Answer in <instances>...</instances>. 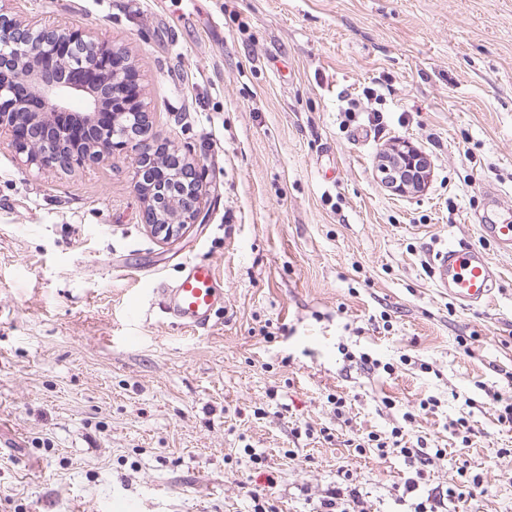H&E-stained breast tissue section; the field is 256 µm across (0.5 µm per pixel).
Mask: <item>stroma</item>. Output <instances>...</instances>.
<instances>
[{
  "label": "stroma",
  "instance_id": "obj_1",
  "mask_svg": "<svg viewBox=\"0 0 512 512\" xmlns=\"http://www.w3.org/2000/svg\"><path fill=\"white\" fill-rule=\"evenodd\" d=\"M0 8L124 51L152 133L203 164L208 209L165 242L141 222L133 153L51 172L0 147V512H251L255 490L314 512L336 487L365 512L451 488L447 512H512V428L489 399L512 401V252L478 231L487 213L512 219V0ZM366 86L376 128L346 112ZM396 140L429 161L423 191L381 182ZM451 242L498 267L490 303L435 287ZM189 258L224 283L199 331L151 293ZM396 427L431 456L411 493L400 454L346 445Z\"/></svg>",
  "mask_w": 512,
  "mask_h": 512
}]
</instances>
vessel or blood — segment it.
Here are the masks:
<instances>
[{"instance_id": "1", "label": "vessel or blood", "mask_w": 512, "mask_h": 512, "mask_svg": "<svg viewBox=\"0 0 512 512\" xmlns=\"http://www.w3.org/2000/svg\"><path fill=\"white\" fill-rule=\"evenodd\" d=\"M481 235L490 237L505 251H512V222L493 221L480 225ZM436 287L464 308L488 303L498 287L500 273L489 255L471 244H451L433 260ZM153 292L159 308L183 328H207L216 306L224 299V284L209 264L185 262L174 285L157 284Z\"/></svg>"}]
</instances>
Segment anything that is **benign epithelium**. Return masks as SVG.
<instances>
[{
	"instance_id": "obj_1",
	"label": "benign epithelium",
	"mask_w": 512,
	"mask_h": 512,
	"mask_svg": "<svg viewBox=\"0 0 512 512\" xmlns=\"http://www.w3.org/2000/svg\"><path fill=\"white\" fill-rule=\"evenodd\" d=\"M129 62L123 52L75 27L24 25L0 11V136H9L26 162L65 171L118 152L135 154L134 189L146 229L171 240L201 223L203 170L150 135L143 107L100 112L126 95ZM90 132L77 149L75 128ZM419 151L405 140L379 159L385 183L398 193L423 185Z\"/></svg>"
}]
</instances>
